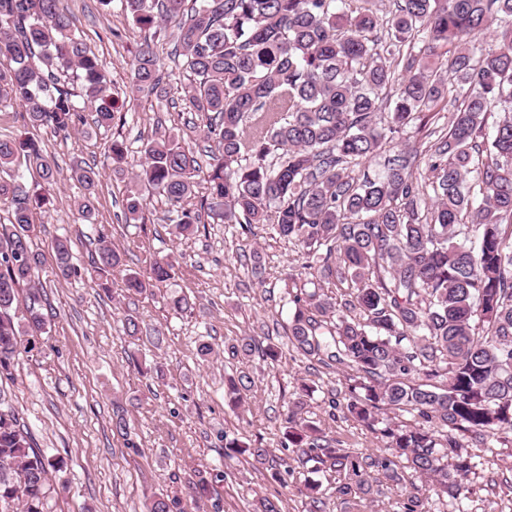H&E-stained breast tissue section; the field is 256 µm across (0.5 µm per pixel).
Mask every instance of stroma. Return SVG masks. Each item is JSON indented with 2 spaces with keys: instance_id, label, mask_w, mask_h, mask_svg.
<instances>
[{
  "instance_id": "stroma-1",
  "label": "stroma",
  "mask_w": 512,
  "mask_h": 512,
  "mask_svg": "<svg viewBox=\"0 0 512 512\" xmlns=\"http://www.w3.org/2000/svg\"><path fill=\"white\" fill-rule=\"evenodd\" d=\"M74 28L99 57L107 81L120 105L111 133L86 124L84 133L42 129V147L54 162L57 183L48 210L33 221L42 253L38 279L46 292V331L32 357L14 372L12 404L28 427L34 444L60 458L64 468L50 512H145V503L159 492L177 494L194 474H216L212 500L189 506L188 512H252L257 498L280 500L282 512H310L300 494L305 479L318 480L325 512H402L406 489L424 486V478L399 467L400 482L372 472L350 500L337 498L336 471L312 472L294 464L278 474L284 446L283 415L300 386L313 395L304 415L335 448L354 454L380 455L379 435L347 418L336 408L353 372L325 367L291 347L288 319L294 305L285 285L299 273L306 257L302 249L279 236L274 224L243 229L218 219H206L188 237H175L165 221L164 198L154 197L144 222L127 223L124 215L126 176L113 172L107 147L112 136L123 139L132 154L158 134L171 132L187 142L198 140L203 117L178 108L188 83L174 63L172 30L156 39L160 56L171 71L169 97L173 109L157 105L145 94H130L132 64L143 32L133 29L120 6L102 9L97 0H68ZM95 166L101 175L95 214L77 222L70 208L80 193L72 178L77 163ZM105 233L123 264L108 276L109 290L95 288L98 274L91 262L93 242ZM66 235L72 242L78 276L55 277L51 243ZM259 251L263 274L251 273L250 254ZM169 258L175 277L153 293L129 296L124 290L128 271L145 270L150 261ZM190 296L192 312L172 309L173 294ZM142 328L161 327L165 336L154 343L126 336V315ZM276 344L277 360L251 355L232 356L230 346L244 338ZM215 352L202 358L200 343ZM138 356L140 366L130 363ZM249 372L252 387L241 403L230 402L224 379ZM124 416L129 437L113 429ZM238 439L270 451L258 464L244 455L225 456L224 444ZM477 467L463 482L465 512H512V449L464 443Z\"/></svg>"
}]
</instances>
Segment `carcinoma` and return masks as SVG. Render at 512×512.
I'll return each instance as SVG.
<instances>
[{
	"label": "carcinoma",
	"instance_id": "1",
	"mask_svg": "<svg viewBox=\"0 0 512 512\" xmlns=\"http://www.w3.org/2000/svg\"><path fill=\"white\" fill-rule=\"evenodd\" d=\"M65 0H0V110H23L25 131L0 136V512H48L61 461L34 448L32 435L8 401L13 371L45 331L41 264L33 249V212L49 201L53 166L35 137L40 129L76 130L84 112L105 132L116 118L97 56L75 33ZM140 30L176 23L174 56L189 74L185 110L207 116L202 130L215 144L205 199L193 211L201 164L178 134L146 142L129 160L112 137L115 170L131 171L126 219L145 220L154 195L165 198L176 235L202 223L201 211L226 224H265L317 255L307 281L347 284L338 299L295 294L288 323L291 346L306 358L352 367L344 410L380 434L385 454L358 456L321 443L299 425L311 398L303 387L288 401L286 446L344 474L336 494L368 482L371 471H393L403 458L428 490L458 499L474 468L458 435L485 445L512 435V115L486 131L488 107L512 110V27L485 49L478 38L495 20L512 19V0H120ZM131 91L164 104L170 73L153 44L140 43ZM450 113L445 134L428 136L423 172L418 152L366 164L429 114ZM40 181L28 182L27 174ZM83 188L73 201L78 219L94 210L100 172L72 169ZM471 223L463 222L464 217ZM96 269L122 265L99 236ZM55 275L77 273L71 241L52 242ZM174 265L156 258L126 274L128 293L142 295L173 278ZM26 289L24 305L19 290ZM252 381L244 370L225 380L239 402ZM406 408L412 426L381 417ZM261 463L269 450L233 440L224 455ZM213 477L199 472L184 493L191 503L211 497ZM180 498L153 495L146 512H185Z\"/></svg>",
	"mask_w": 512,
	"mask_h": 512
}]
</instances>
